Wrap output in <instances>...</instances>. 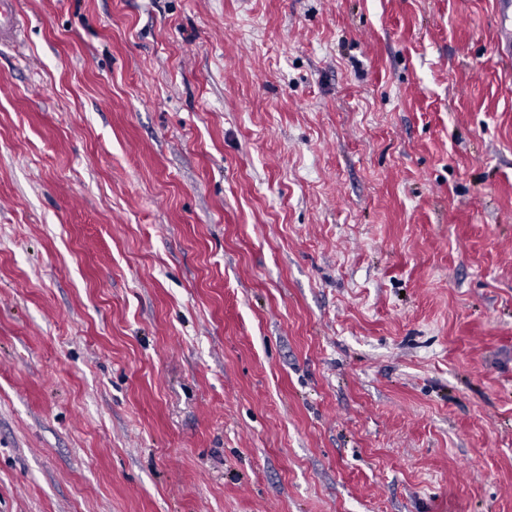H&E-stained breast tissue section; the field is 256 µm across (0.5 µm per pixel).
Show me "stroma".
<instances>
[{
	"label": "stroma",
	"instance_id": "35a3bbf8",
	"mask_svg": "<svg viewBox=\"0 0 512 512\" xmlns=\"http://www.w3.org/2000/svg\"><path fill=\"white\" fill-rule=\"evenodd\" d=\"M0 512H512L496 0H18Z\"/></svg>",
	"mask_w": 512,
	"mask_h": 512
}]
</instances>
